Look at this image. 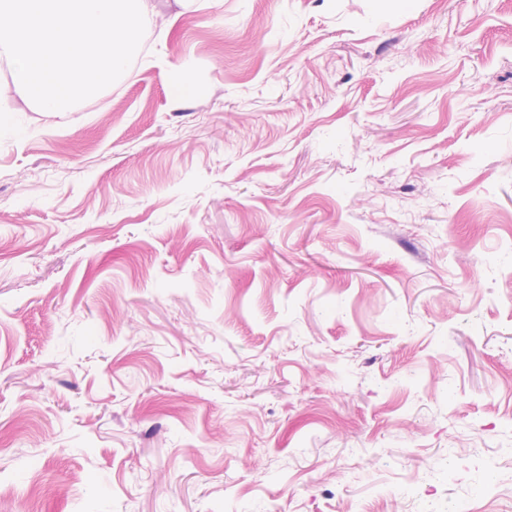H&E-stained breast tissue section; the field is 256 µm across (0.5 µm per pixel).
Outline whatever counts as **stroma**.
I'll use <instances>...</instances> for the list:
<instances>
[{
	"instance_id": "35a3bbf8",
	"label": "stroma",
	"mask_w": 512,
	"mask_h": 512,
	"mask_svg": "<svg viewBox=\"0 0 512 512\" xmlns=\"http://www.w3.org/2000/svg\"><path fill=\"white\" fill-rule=\"evenodd\" d=\"M154 3L0 99V512H512V0Z\"/></svg>"
}]
</instances>
